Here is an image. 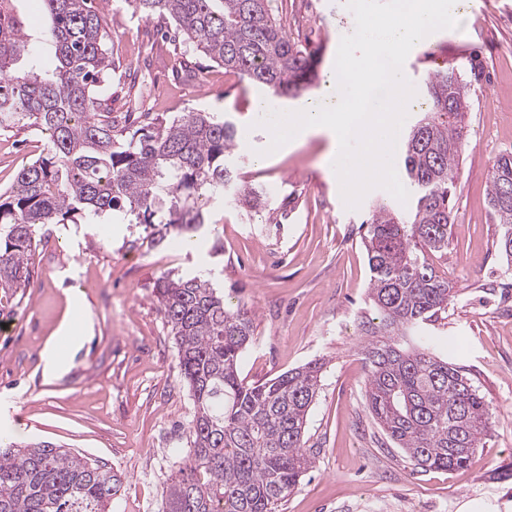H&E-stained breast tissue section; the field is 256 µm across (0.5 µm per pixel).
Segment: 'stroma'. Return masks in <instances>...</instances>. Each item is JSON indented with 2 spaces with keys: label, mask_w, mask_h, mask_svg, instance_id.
Instances as JSON below:
<instances>
[{
  "label": "stroma",
  "mask_w": 512,
  "mask_h": 512,
  "mask_svg": "<svg viewBox=\"0 0 512 512\" xmlns=\"http://www.w3.org/2000/svg\"><path fill=\"white\" fill-rule=\"evenodd\" d=\"M272 9L299 44L318 51V78L299 96L261 102L255 88L202 52L165 35L129 0H105L109 80L102 110L148 112L166 119L203 110L228 114L237 146L228 158L236 185L262 191L263 212L212 201L201 233L205 250L174 241L130 247L121 222L54 227L29 257L31 283L0 294V431L18 441L45 440L99 458L122 474L112 512H162L163 488L189 453L192 413L178 353L155 284L165 272H205L227 300L244 303L253 322L239 375L251 384L318 359L324 374L304 442L313 468L278 512H512V270L495 247L500 226L489 205L488 174L512 153V0H456V29L432 34L427 66L403 67L414 89L429 72L475 64L467 73L470 110L464 150L451 189L448 252L433 256L457 294L423 331L459 343L441 358L461 367L491 411L483 450L454 471L417 472L365 407L366 366L357 325L369 314V269L360 225L379 202L375 188L347 209L327 164L321 136L266 154L270 134L258 112L296 111L335 92L342 37L356 28L345 0H273ZM42 135L0 128V192L42 153ZM221 239L224 252L207 248ZM80 297L90 327L75 345L59 341L68 368L51 377L42 352Z\"/></svg>",
  "instance_id": "obj_1"
}]
</instances>
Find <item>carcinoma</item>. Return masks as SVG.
Listing matches in <instances>:
<instances>
[{"label": "carcinoma", "mask_w": 512, "mask_h": 512, "mask_svg": "<svg viewBox=\"0 0 512 512\" xmlns=\"http://www.w3.org/2000/svg\"><path fill=\"white\" fill-rule=\"evenodd\" d=\"M16 0H0V126L46 136V154L22 168L0 194V291L30 287L28 256L56 224L91 223L121 212L157 245H197L203 207L234 184L227 157L237 128L212 112L150 118L100 111L99 88L112 71L109 35L95 0H41L44 42L59 61L53 76L19 71L39 61ZM135 12L174 27L182 43L271 96H297L318 77L314 55L288 37L270 0H131ZM417 122L402 141L401 176L414 200L403 215L378 203L364 221L374 316L361 321L368 367L366 407L417 469L455 470L486 447L488 404L461 368L434 353L420 332L448 307L453 286L431 256L448 250L451 187L463 149L470 87L452 67L429 74ZM512 153L489 181L502 226L496 247L512 266ZM236 206L265 207L262 192L238 190ZM156 290L178 348L180 378L193 400L189 462L163 491V512H276L313 467L304 448L307 416L324 363L314 360L261 383L239 377L253 336L241 305L199 275L160 276ZM122 475L102 460L44 441L0 435V512H112Z\"/></svg>", "instance_id": "1"}]
</instances>
